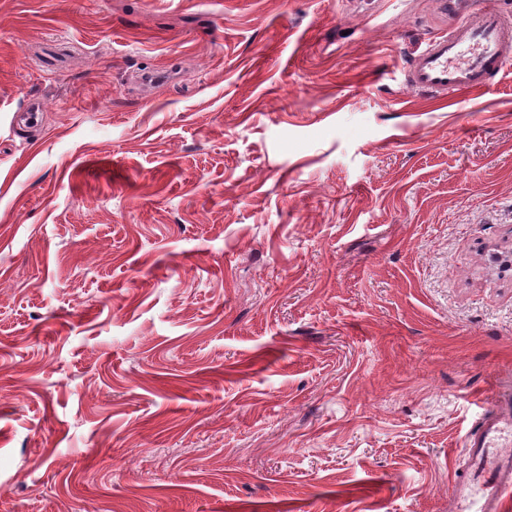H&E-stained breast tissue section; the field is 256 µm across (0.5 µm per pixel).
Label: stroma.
Segmentation results:
<instances>
[{
  "instance_id": "1",
  "label": "stroma",
  "mask_w": 512,
  "mask_h": 512,
  "mask_svg": "<svg viewBox=\"0 0 512 512\" xmlns=\"http://www.w3.org/2000/svg\"><path fill=\"white\" fill-rule=\"evenodd\" d=\"M448 25L0 0V512H450L512 401V70L409 87Z\"/></svg>"
}]
</instances>
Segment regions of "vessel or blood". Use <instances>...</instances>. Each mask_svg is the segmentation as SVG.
<instances>
[{
  "mask_svg": "<svg viewBox=\"0 0 512 512\" xmlns=\"http://www.w3.org/2000/svg\"><path fill=\"white\" fill-rule=\"evenodd\" d=\"M437 5L452 23L411 61L410 87L441 97L486 87L512 64V18L492 0H438ZM467 445L474 474L456 485L453 512H502L512 493V413L486 411Z\"/></svg>",
  "mask_w": 512,
  "mask_h": 512,
  "instance_id": "b4317fda",
  "label": "vessel or blood"
}]
</instances>
